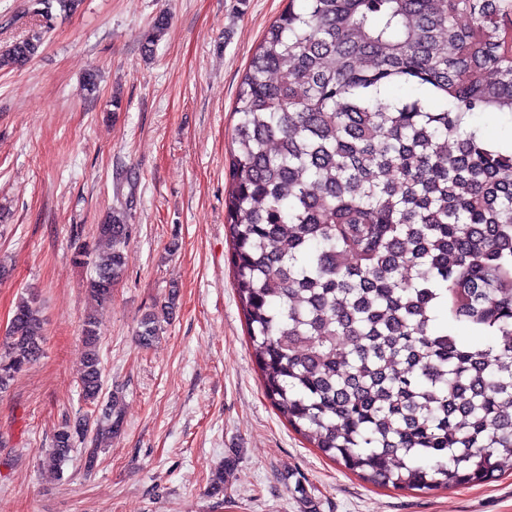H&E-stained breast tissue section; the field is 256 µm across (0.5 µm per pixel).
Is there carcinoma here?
Listing matches in <instances>:
<instances>
[{"label": "carcinoma", "mask_w": 512, "mask_h": 512, "mask_svg": "<svg viewBox=\"0 0 512 512\" xmlns=\"http://www.w3.org/2000/svg\"><path fill=\"white\" fill-rule=\"evenodd\" d=\"M78 6L33 0V13L49 29ZM167 27L153 19L145 52ZM40 46L12 44L0 69ZM491 112L512 114V0H288L240 81L225 219L263 388L297 434L373 485L480 484L512 459V147L472 122ZM130 219L108 213L101 253L75 239L101 304L125 274ZM159 323L144 314L141 344ZM99 344L91 313V413L47 449L61 462L79 440L89 470L124 423ZM43 345L41 308L22 296L0 336V393Z\"/></svg>", "instance_id": "carcinoma-1"}]
</instances>
